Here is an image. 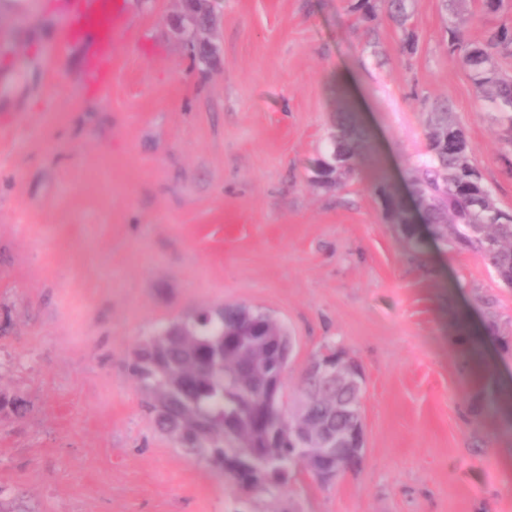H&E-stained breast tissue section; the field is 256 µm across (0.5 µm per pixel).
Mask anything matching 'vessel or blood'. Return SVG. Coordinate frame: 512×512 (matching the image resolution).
<instances>
[{
    "mask_svg": "<svg viewBox=\"0 0 512 512\" xmlns=\"http://www.w3.org/2000/svg\"><path fill=\"white\" fill-rule=\"evenodd\" d=\"M128 25L124 0H81L59 45L64 48L84 34H93L96 51L88 71L91 76L101 78L109 74L112 57Z\"/></svg>",
    "mask_w": 512,
    "mask_h": 512,
    "instance_id": "1",
    "label": "vessel or blood"
}]
</instances>
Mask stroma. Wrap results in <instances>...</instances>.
I'll return each instance as SVG.
<instances>
[{"label":"stroma","mask_w":512,"mask_h":512,"mask_svg":"<svg viewBox=\"0 0 512 512\" xmlns=\"http://www.w3.org/2000/svg\"><path fill=\"white\" fill-rule=\"evenodd\" d=\"M350 4L216 0L203 69L177 0H126L93 85L92 40L57 45L78 0H0V395L25 403L0 410L5 494L33 512H512V288L428 229L407 248L370 188L414 211L428 102L452 104L506 208L512 150L448 60L441 0H418L411 54ZM341 107L368 151L335 188L315 176ZM225 305L288 326L287 390L328 349L361 363L358 468L246 497L159 431L133 349Z\"/></svg>","instance_id":"1"}]
</instances>
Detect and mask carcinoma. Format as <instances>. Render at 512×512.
I'll use <instances>...</instances> for the list:
<instances>
[{
    "instance_id": "1",
    "label": "carcinoma",
    "mask_w": 512,
    "mask_h": 512,
    "mask_svg": "<svg viewBox=\"0 0 512 512\" xmlns=\"http://www.w3.org/2000/svg\"><path fill=\"white\" fill-rule=\"evenodd\" d=\"M468 0H448L445 33L448 59L464 69L478 93L482 109L490 113L501 132L504 146L512 149V73L501 61L512 58V32L491 28L484 38L467 42L460 28L467 22ZM417 0H353L351 10L366 20L383 12L405 35L404 49L415 48L410 21ZM427 159L413 167L411 179L416 207L436 236L479 254L499 279L512 284V209L500 206L472 161L466 127L456 119L449 103L434 105L426 119ZM364 129L345 114L332 142V153L343 157L322 164L317 179L341 185V179L361 165ZM372 189L395 224L404 227L405 238L417 246L409 228V214L377 179ZM245 307L197 308L174 319L144 338L135 347L130 368L144 393V406L157 427L198 460L223 469L227 486L234 492L261 494L285 488L295 476L316 471L285 453L269 464L262 454L264 426L292 417L290 410L274 405L265 393V382L239 375L232 361H224V338L234 333L251 335V345L263 335L266 324L254 314L244 324ZM317 393L323 408L319 415L336 418V395L323 381L302 376L288 400Z\"/></svg>"
}]
</instances>
